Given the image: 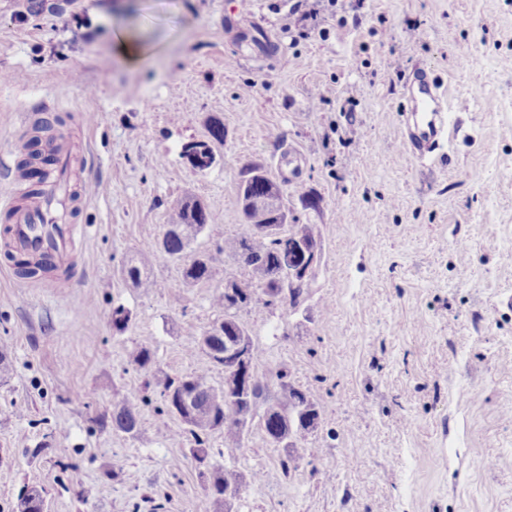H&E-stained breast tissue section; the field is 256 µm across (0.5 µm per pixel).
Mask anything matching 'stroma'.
I'll list each match as a JSON object with an SVG mask.
<instances>
[{"label": "stroma", "mask_w": 512, "mask_h": 512, "mask_svg": "<svg viewBox=\"0 0 512 512\" xmlns=\"http://www.w3.org/2000/svg\"><path fill=\"white\" fill-rule=\"evenodd\" d=\"M293 8L305 19L290 32ZM78 16L90 40L74 39ZM116 25L153 55L117 56ZM506 58L512 0H0V192L22 198L13 169L28 139L60 127L73 182L102 186L75 207L86 234L66 284L18 277L0 249V512L31 484L47 512H216L192 437L172 442L183 425L128 353L149 344L169 376L205 368L223 385V367L188 348L223 317L213 287L186 284L150 246L188 191L219 217L192 250L240 236L252 162L321 236L299 311L240 314L261 371L286 368L319 399L320 452L287 477L260 433L235 452L210 434V464L247 479L229 512H512ZM413 68L448 95L455 136L439 161L400 146ZM214 113L226 137L198 172L181 148ZM140 257L144 288L122 274ZM126 399L140 408L134 438L99 425Z\"/></svg>", "instance_id": "obj_1"}]
</instances>
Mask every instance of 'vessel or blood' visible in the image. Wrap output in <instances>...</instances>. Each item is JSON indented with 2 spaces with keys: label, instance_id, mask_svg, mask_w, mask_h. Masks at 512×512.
I'll list each match as a JSON object with an SVG mask.
<instances>
[{
  "label": "vessel or blood",
  "instance_id": "1",
  "mask_svg": "<svg viewBox=\"0 0 512 512\" xmlns=\"http://www.w3.org/2000/svg\"><path fill=\"white\" fill-rule=\"evenodd\" d=\"M413 86L421 96V109L413 113L401 145L407 154L422 159L446 135L447 101L438 84L426 73L416 74ZM70 194L69 177L56 173L41 184L38 195L26 205H17L10 197L1 200L0 209L9 214L8 249L36 255L48 252L62 266L72 262L70 245L82 228L71 219Z\"/></svg>",
  "mask_w": 512,
  "mask_h": 512
}]
</instances>
